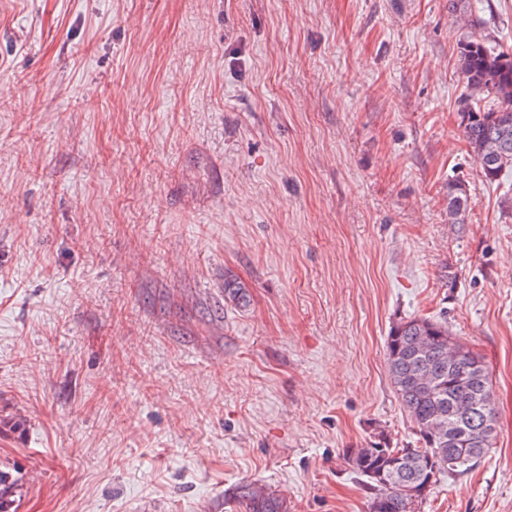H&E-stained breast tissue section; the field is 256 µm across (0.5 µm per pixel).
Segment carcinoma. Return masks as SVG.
Listing matches in <instances>:
<instances>
[{"mask_svg":"<svg viewBox=\"0 0 512 512\" xmlns=\"http://www.w3.org/2000/svg\"><path fill=\"white\" fill-rule=\"evenodd\" d=\"M459 62L466 88L460 127L481 173L492 180L512 169V52L474 39L461 44ZM467 201L462 183L448 184V223H464ZM386 361L417 445L408 453L378 442L355 449L347 459L370 494L369 512H420L412 490L426 478L428 460L443 477L478 465L492 447L497 420L490 374L442 317L414 316L393 324ZM21 482L0 466V512H16ZM238 498L249 512H279L270 496L249 484Z\"/></svg>","mask_w":512,"mask_h":512,"instance_id":"carcinoma-1","label":"carcinoma"}]
</instances>
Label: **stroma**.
<instances>
[{
	"label": "stroma",
	"instance_id": "1",
	"mask_svg": "<svg viewBox=\"0 0 512 512\" xmlns=\"http://www.w3.org/2000/svg\"><path fill=\"white\" fill-rule=\"evenodd\" d=\"M471 3L0 0L17 512H246V483L368 512L346 453L415 445L385 357L413 316L482 358L497 416L421 512H512V177L458 115L460 44L512 49V0ZM467 195L464 186L460 182L448 185V221L451 224L464 223L467 209Z\"/></svg>",
	"mask_w": 512,
	"mask_h": 512
}]
</instances>
